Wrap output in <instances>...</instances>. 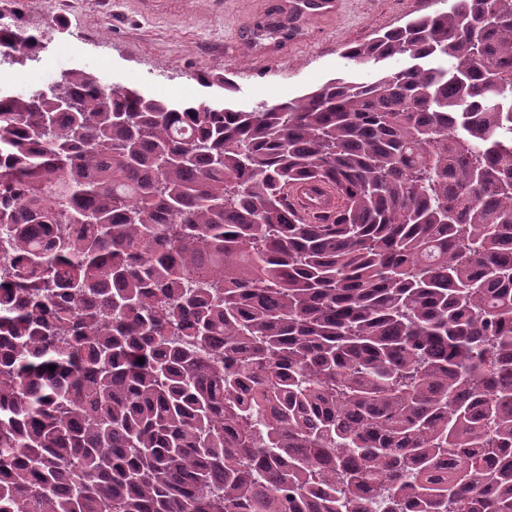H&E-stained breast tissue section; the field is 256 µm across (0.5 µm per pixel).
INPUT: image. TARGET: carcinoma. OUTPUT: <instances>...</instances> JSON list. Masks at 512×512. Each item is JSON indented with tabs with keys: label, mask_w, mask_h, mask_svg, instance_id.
<instances>
[{
	"label": "carcinoma",
	"mask_w": 512,
	"mask_h": 512,
	"mask_svg": "<svg viewBox=\"0 0 512 512\" xmlns=\"http://www.w3.org/2000/svg\"><path fill=\"white\" fill-rule=\"evenodd\" d=\"M345 57L402 65L0 87V512H512V0ZM315 195L316 198L321 199L323 208L326 210H333L336 206L335 196L323 187H317L316 193L312 192L306 185H300L289 195L290 204L297 210L307 213L310 204L308 197Z\"/></svg>",
	"instance_id": "obj_1"
}]
</instances>
